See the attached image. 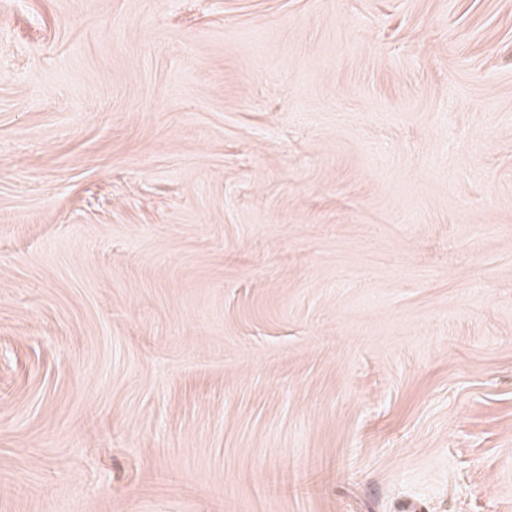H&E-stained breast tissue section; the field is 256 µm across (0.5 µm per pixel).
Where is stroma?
Masks as SVG:
<instances>
[{
    "label": "stroma",
    "instance_id": "35a3bbf8",
    "mask_svg": "<svg viewBox=\"0 0 512 512\" xmlns=\"http://www.w3.org/2000/svg\"><path fill=\"white\" fill-rule=\"evenodd\" d=\"M0 512H512V0H0Z\"/></svg>",
    "mask_w": 512,
    "mask_h": 512
}]
</instances>
